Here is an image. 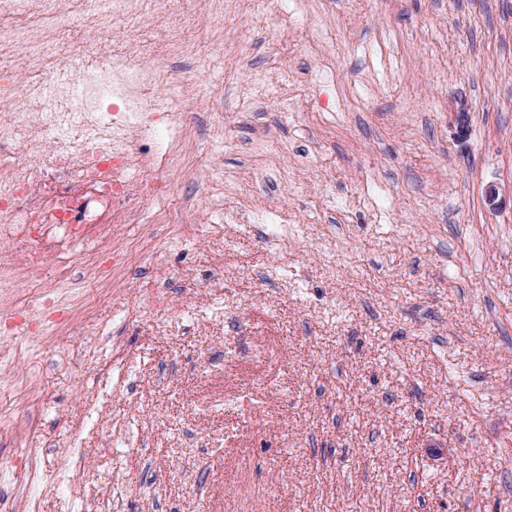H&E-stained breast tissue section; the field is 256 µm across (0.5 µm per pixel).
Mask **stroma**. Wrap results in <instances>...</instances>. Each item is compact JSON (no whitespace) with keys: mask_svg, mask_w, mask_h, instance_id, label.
I'll return each instance as SVG.
<instances>
[{"mask_svg":"<svg viewBox=\"0 0 512 512\" xmlns=\"http://www.w3.org/2000/svg\"><path fill=\"white\" fill-rule=\"evenodd\" d=\"M192 7L193 229L146 206L93 310L0 353L38 463L0 504L512 512V0Z\"/></svg>","mask_w":512,"mask_h":512,"instance_id":"obj_1","label":"stroma"}]
</instances>
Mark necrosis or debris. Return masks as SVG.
I'll use <instances>...</instances> for the list:
<instances>
[{"mask_svg": "<svg viewBox=\"0 0 512 512\" xmlns=\"http://www.w3.org/2000/svg\"><path fill=\"white\" fill-rule=\"evenodd\" d=\"M159 0H0V334L59 301L76 270L94 288L112 281L105 256L116 224H136L163 196L140 173L136 133L165 150L155 166H183L182 101L208 85L170 62L197 52L196 19L162 24ZM161 26L160 40L141 38ZM37 103L23 110L20 99ZM73 253L82 267L55 263Z\"/></svg>", "mask_w": 512, "mask_h": 512, "instance_id": "4bbe7bcc", "label": "necrosis or debris"}]
</instances>
